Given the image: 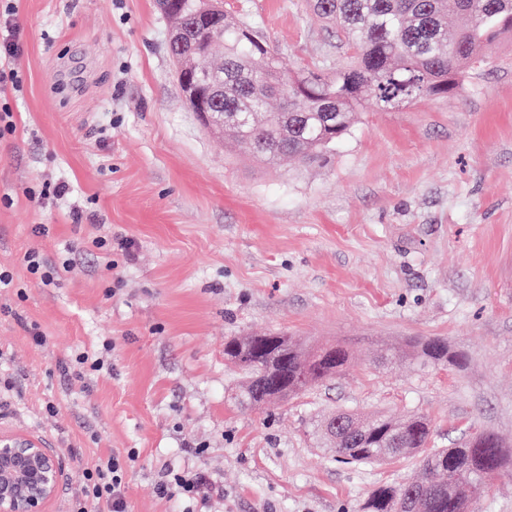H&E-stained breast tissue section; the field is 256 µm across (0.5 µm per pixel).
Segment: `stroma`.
Instances as JSON below:
<instances>
[{"label": "stroma", "instance_id": "1", "mask_svg": "<svg viewBox=\"0 0 512 512\" xmlns=\"http://www.w3.org/2000/svg\"><path fill=\"white\" fill-rule=\"evenodd\" d=\"M284 67L335 71L336 32L303 0H225ZM23 84L0 139V426L63 458L50 512H68L82 471L132 452L129 512H183L155 483L202 470L224 496L197 512H360L417 457L347 466L305 425L343 409L421 413L432 443L469 431L512 449V34L464 92L365 107L321 161L228 153L187 107L157 0H18ZM67 183V198L28 188ZM49 227L37 233V225ZM128 238L105 271L91 242ZM76 262L54 284L27 252ZM47 341L35 345L30 325ZM257 331L340 343L348 367L268 412L238 408L224 341ZM441 338L459 364L417 371L388 352ZM104 351L94 371L81 351Z\"/></svg>", "mask_w": 512, "mask_h": 512}]
</instances>
